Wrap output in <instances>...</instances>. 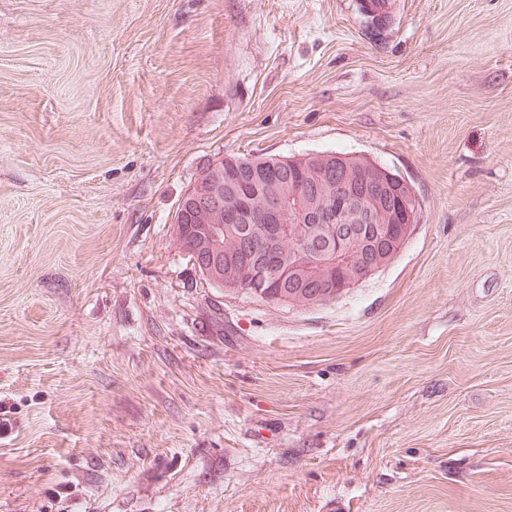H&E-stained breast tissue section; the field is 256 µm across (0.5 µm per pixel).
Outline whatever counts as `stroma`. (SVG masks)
<instances>
[{
	"mask_svg": "<svg viewBox=\"0 0 512 512\" xmlns=\"http://www.w3.org/2000/svg\"><path fill=\"white\" fill-rule=\"evenodd\" d=\"M0 0V512H512V0ZM422 222L310 308L206 283L222 157ZM383 169L388 170L385 167L378 166L371 160L365 161L360 165V174L366 180L377 182L376 188H374L375 195H383L388 188V183L392 187H397L398 189L403 187V191L406 194V199L414 196V191L412 188H410V186L405 185L404 182L398 180L395 176L384 171Z\"/></svg>",
	"mask_w": 512,
	"mask_h": 512,
	"instance_id": "35a3bbf8",
	"label": "stroma"
}]
</instances>
